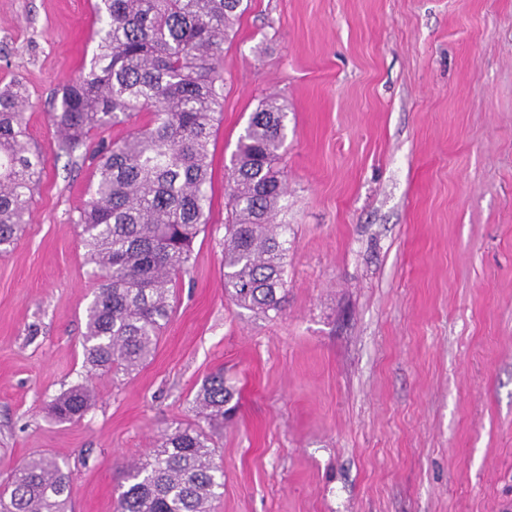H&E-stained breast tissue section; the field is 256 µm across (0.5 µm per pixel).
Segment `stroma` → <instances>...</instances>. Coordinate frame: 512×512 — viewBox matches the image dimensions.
Wrapping results in <instances>:
<instances>
[{"label": "stroma", "instance_id": "1", "mask_svg": "<svg viewBox=\"0 0 512 512\" xmlns=\"http://www.w3.org/2000/svg\"><path fill=\"white\" fill-rule=\"evenodd\" d=\"M94 0H0V84L45 158L0 256V483L47 454L71 512H113L123 467L195 423L223 371L236 415L212 512H512V0H251L224 43L210 220L136 374L87 372L93 298L71 217L90 164L47 114L96 47ZM287 112L288 294H224L227 171L257 105ZM78 383L82 419L48 404Z\"/></svg>", "mask_w": 512, "mask_h": 512}]
</instances>
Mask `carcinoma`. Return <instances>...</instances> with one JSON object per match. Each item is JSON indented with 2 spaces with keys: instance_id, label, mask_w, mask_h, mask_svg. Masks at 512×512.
Here are the masks:
<instances>
[{
  "instance_id": "carcinoma-1",
  "label": "carcinoma",
  "mask_w": 512,
  "mask_h": 512,
  "mask_svg": "<svg viewBox=\"0 0 512 512\" xmlns=\"http://www.w3.org/2000/svg\"><path fill=\"white\" fill-rule=\"evenodd\" d=\"M248 0H95L101 26L89 64L47 113L58 149L94 157L96 181L73 223L99 272L82 340L91 371L131 374L156 350L171 315L170 288L189 269L194 239L209 223L210 145L221 107L224 39ZM29 97L22 82L0 86V253L24 232L45 164L27 140ZM149 120L138 123L141 113ZM287 113L270 97L252 113L229 167L224 294L236 307L279 315L285 292L287 187L275 169ZM132 130L118 141L93 132ZM234 390L220 370L195 402L205 425L164 433L120 476L114 512H204L224 488L215 438ZM78 383L49 403L58 421L92 406ZM69 475L51 456L21 463L0 488V512H67Z\"/></svg>"
}]
</instances>
